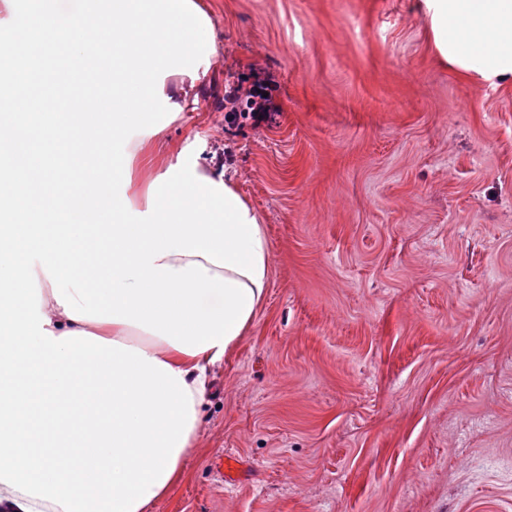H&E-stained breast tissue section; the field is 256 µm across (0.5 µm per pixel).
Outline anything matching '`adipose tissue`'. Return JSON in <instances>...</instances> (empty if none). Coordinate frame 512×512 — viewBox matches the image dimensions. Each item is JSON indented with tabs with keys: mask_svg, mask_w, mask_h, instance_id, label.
I'll return each instance as SVG.
<instances>
[{
	"mask_svg": "<svg viewBox=\"0 0 512 512\" xmlns=\"http://www.w3.org/2000/svg\"><path fill=\"white\" fill-rule=\"evenodd\" d=\"M422 5L445 61L489 81L512 79V0H422ZM39 284L41 311L49 318L54 336L85 331L139 348L180 371L195 405H202L212 388L213 351L191 356L127 324L73 320L57 303L47 277H40Z\"/></svg>",
	"mask_w": 512,
	"mask_h": 512,
	"instance_id": "adipose-tissue-1",
	"label": "adipose tissue"
}]
</instances>
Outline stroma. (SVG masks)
Instances as JSON below:
<instances>
[{
    "label": "stroma",
    "mask_w": 512,
    "mask_h": 512,
    "mask_svg": "<svg viewBox=\"0 0 512 512\" xmlns=\"http://www.w3.org/2000/svg\"><path fill=\"white\" fill-rule=\"evenodd\" d=\"M195 2L215 51L127 196L224 166L270 280L152 512H512V80L442 61L419 0ZM259 75L260 125L224 100Z\"/></svg>",
    "instance_id": "35a3bbf8"
}]
</instances>
